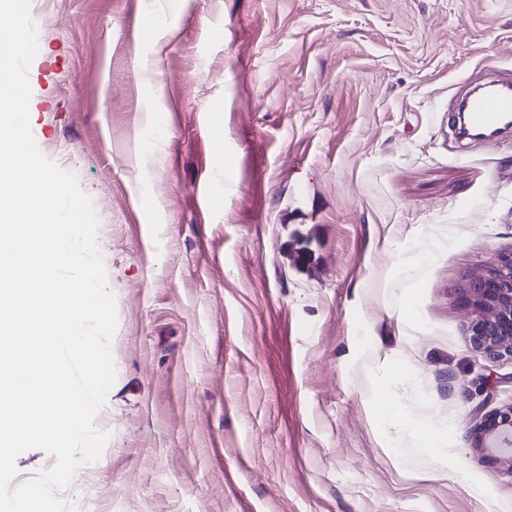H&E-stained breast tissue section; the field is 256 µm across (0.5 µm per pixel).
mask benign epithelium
Wrapping results in <instances>:
<instances>
[{
  "mask_svg": "<svg viewBox=\"0 0 512 512\" xmlns=\"http://www.w3.org/2000/svg\"><path fill=\"white\" fill-rule=\"evenodd\" d=\"M456 301L480 312L470 328L474 347L489 357L512 358V250L500 256L496 268L465 279ZM476 417L477 440L487 459L512 467V407Z\"/></svg>",
  "mask_w": 512,
  "mask_h": 512,
  "instance_id": "7a95c632",
  "label": "benign epithelium"
}]
</instances>
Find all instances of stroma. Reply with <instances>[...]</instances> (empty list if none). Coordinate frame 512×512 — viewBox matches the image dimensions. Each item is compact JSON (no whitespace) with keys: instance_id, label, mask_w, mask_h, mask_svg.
<instances>
[{"instance_id":"1","label":"stroma","mask_w":512,"mask_h":512,"mask_svg":"<svg viewBox=\"0 0 512 512\" xmlns=\"http://www.w3.org/2000/svg\"><path fill=\"white\" fill-rule=\"evenodd\" d=\"M31 10L32 133L93 199L118 319L109 440L59 498L512 512L472 415L512 407V359L473 348L455 300L512 248V133L459 138L448 111L512 74V0ZM418 424L452 426L444 463L398 462Z\"/></svg>"}]
</instances>
